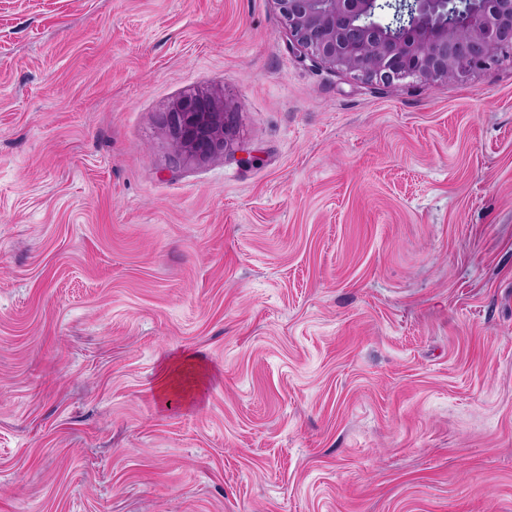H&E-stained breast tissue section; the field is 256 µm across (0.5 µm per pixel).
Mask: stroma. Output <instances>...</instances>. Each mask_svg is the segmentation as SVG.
<instances>
[{
    "mask_svg": "<svg viewBox=\"0 0 512 512\" xmlns=\"http://www.w3.org/2000/svg\"><path fill=\"white\" fill-rule=\"evenodd\" d=\"M201 92L236 138L187 161ZM0 512H512V59L384 85L273 0H0ZM164 123L174 148L192 159L223 154L235 137L229 119L208 96L182 99L166 113ZM188 376L190 379L186 381ZM208 377L209 369L201 357L184 352L163 361L155 380V391L160 401L166 403L172 394L182 392L185 403L191 404Z\"/></svg>",
    "mask_w": 512,
    "mask_h": 512,
    "instance_id": "35a3bbf8",
    "label": "stroma"
}]
</instances>
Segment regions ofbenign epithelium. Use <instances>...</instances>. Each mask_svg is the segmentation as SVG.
<instances>
[{"mask_svg":"<svg viewBox=\"0 0 512 512\" xmlns=\"http://www.w3.org/2000/svg\"><path fill=\"white\" fill-rule=\"evenodd\" d=\"M301 55L391 85L464 81L512 57V0H273ZM174 148L192 159L224 153L235 129L208 96L165 116Z\"/></svg>","mask_w":512,"mask_h":512,"instance_id":"7a95c632","label":"benign epithelium"}]
</instances>
